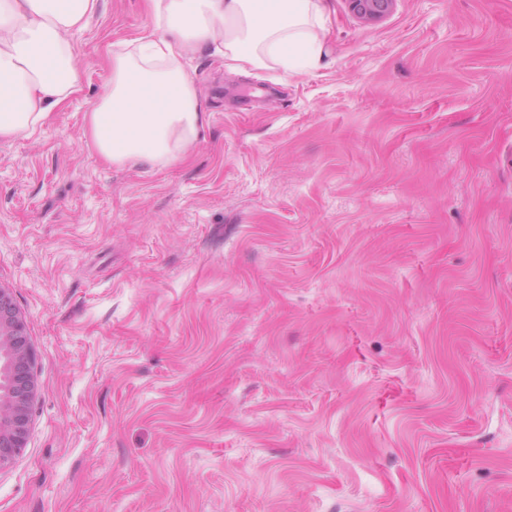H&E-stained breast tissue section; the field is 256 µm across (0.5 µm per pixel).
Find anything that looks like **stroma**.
<instances>
[{"label":"stroma","instance_id":"35a3bbf8","mask_svg":"<svg viewBox=\"0 0 512 512\" xmlns=\"http://www.w3.org/2000/svg\"><path fill=\"white\" fill-rule=\"evenodd\" d=\"M317 66H188L168 166L85 114L144 0L72 39L81 89L0 141V284L36 353L0 512H512V0H327ZM349 11L364 24H375L387 17L397 0H346Z\"/></svg>","mask_w":512,"mask_h":512}]
</instances>
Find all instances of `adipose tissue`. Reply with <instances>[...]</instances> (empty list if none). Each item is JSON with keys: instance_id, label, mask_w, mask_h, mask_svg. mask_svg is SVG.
Here are the masks:
<instances>
[{"instance_id": "1", "label": "adipose tissue", "mask_w": 512, "mask_h": 512, "mask_svg": "<svg viewBox=\"0 0 512 512\" xmlns=\"http://www.w3.org/2000/svg\"><path fill=\"white\" fill-rule=\"evenodd\" d=\"M99 0H0V139L33 133L81 85L70 38ZM150 32L112 56L86 115L89 145L114 165L186 157L205 102L185 67L209 50L226 69L299 73L321 59L325 0H147Z\"/></svg>"}]
</instances>
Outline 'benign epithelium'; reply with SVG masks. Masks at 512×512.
<instances>
[{
	"label": "benign epithelium",
	"mask_w": 512,
	"mask_h": 512,
	"mask_svg": "<svg viewBox=\"0 0 512 512\" xmlns=\"http://www.w3.org/2000/svg\"><path fill=\"white\" fill-rule=\"evenodd\" d=\"M346 2L360 22L375 24L393 11L397 0ZM35 366L25 320L12 290L0 284V376L6 379V388L0 392V469L10 465L28 443L37 389Z\"/></svg>",
	"instance_id": "benign-epithelium-1"
}]
</instances>
